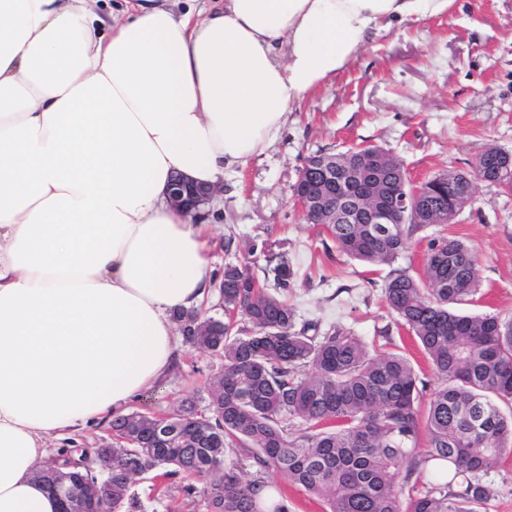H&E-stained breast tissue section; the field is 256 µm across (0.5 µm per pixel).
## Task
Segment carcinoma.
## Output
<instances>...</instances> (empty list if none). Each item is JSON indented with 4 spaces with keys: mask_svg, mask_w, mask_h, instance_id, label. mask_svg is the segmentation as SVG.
<instances>
[{
    "mask_svg": "<svg viewBox=\"0 0 512 512\" xmlns=\"http://www.w3.org/2000/svg\"><path fill=\"white\" fill-rule=\"evenodd\" d=\"M426 228L406 224H329L336 249L364 264L390 265ZM296 272L266 259L263 278L227 263L215 280L224 318L189 347L224 360L223 390L207 412L185 400L156 416L132 411L112 418V496L103 512H142L135 478L203 481L207 512H288L258 498L270 474L287 477L325 512H484V477L512 456V316L460 310L479 291V265L459 239L433 237L422 271H389L383 294L397 322L419 341L439 385L432 393L427 447L418 448L420 379L398 354L343 327L296 322L281 294ZM245 453L252 479L231 453ZM423 490L415 491L417 486Z\"/></svg>",
    "mask_w": 512,
    "mask_h": 512,
    "instance_id": "1",
    "label": "carcinoma"
}]
</instances>
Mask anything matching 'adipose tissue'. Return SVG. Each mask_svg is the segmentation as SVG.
<instances>
[{"label":"adipose tissue","instance_id":"adipose-tissue-1","mask_svg":"<svg viewBox=\"0 0 512 512\" xmlns=\"http://www.w3.org/2000/svg\"><path fill=\"white\" fill-rule=\"evenodd\" d=\"M0 0V512H61L50 440L123 413L204 301L219 185L368 37L453 0ZM221 191L212 186L191 182L183 176H176L169 189L171 205L183 208L187 213L196 217L203 213L202 208L209 206Z\"/></svg>","mask_w":512,"mask_h":512}]
</instances>
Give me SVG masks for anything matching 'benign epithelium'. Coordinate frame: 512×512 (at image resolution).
<instances>
[{
	"label": "benign epithelium",
	"mask_w": 512,
	"mask_h": 512,
	"mask_svg": "<svg viewBox=\"0 0 512 512\" xmlns=\"http://www.w3.org/2000/svg\"><path fill=\"white\" fill-rule=\"evenodd\" d=\"M364 152V167L357 174L347 173L336 169V157L318 154L308 160L299 173L294 186V202L303 217L310 224H402L408 213L412 212L415 201L425 200L430 196L428 183L415 185L406 181L409 192L398 191L389 203H381L377 198V187L367 181V173L379 170L384 166L386 158L381 152L370 146L351 147L348 152ZM492 158L507 160V171L499 173L493 184L512 191V154L505 153L492 147L483 151L474 164L473 170L465 173L462 182V192H452L448 214L431 213L428 217L430 224H450L459 210L472 203L477 184L487 181L485 177V162ZM326 183L337 184L336 201L330 207H325L320 195L321 187ZM221 191L212 186L191 182L183 176L173 179L169 189L171 205L183 208L187 213L196 217L202 209L209 206L215 196ZM178 327L185 336H205L210 331V323L178 322ZM82 463L74 456L67 454L54 462L59 478L53 484L52 490L57 495L70 497L80 494L92 510H97V501L104 494L112 493V484L104 485L98 481L91 482L77 479L78 469Z\"/></svg>",
	"instance_id": "1"
}]
</instances>
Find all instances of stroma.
I'll return each mask as SVG.
<instances>
[{
    "label": "stroma",
    "mask_w": 512,
    "mask_h": 512,
    "mask_svg": "<svg viewBox=\"0 0 512 512\" xmlns=\"http://www.w3.org/2000/svg\"><path fill=\"white\" fill-rule=\"evenodd\" d=\"M375 144L397 157L411 179L471 169L487 146L512 153V0H454L448 12L407 21L372 36L336 77L295 104L275 141L245 165L224 172V195L202 216L211 225V276L225 264L247 263L262 275L264 250L285 255L296 272L288 299L298 321L342 326L378 352L406 356L429 389L438 380L417 342L397 323L382 285L388 267L371 268L336 249L333 240L294 208L292 196L308 156ZM463 240L479 262L480 291L468 310L512 314V193L478 184L473 204L453 223L411 239L396 260L417 270L427 240ZM235 247L225 251L226 239ZM219 357L181 346L166 381L133 409L155 414L183 400L207 408ZM183 476L137 477L133 490L145 512H205L201 496H186Z\"/></svg>",
    "instance_id": "obj_1"
}]
</instances>
